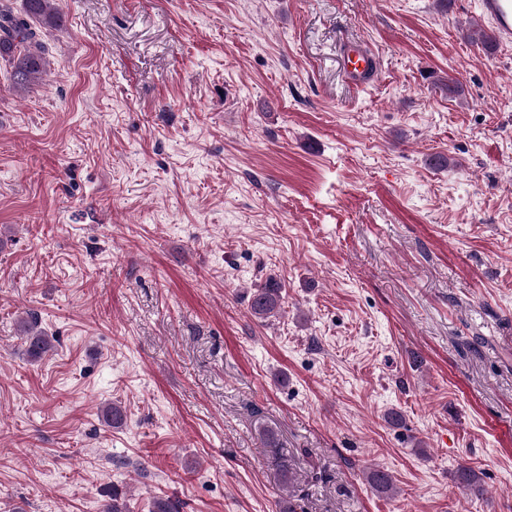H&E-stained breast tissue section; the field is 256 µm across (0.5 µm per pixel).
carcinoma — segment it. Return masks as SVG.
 <instances>
[{
  "mask_svg": "<svg viewBox=\"0 0 512 512\" xmlns=\"http://www.w3.org/2000/svg\"><path fill=\"white\" fill-rule=\"evenodd\" d=\"M57 0H23V14H14L6 4H0V60L10 68V81L15 92L25 94L42 84L50 68L48 50L39 37L33 23L54 26L59 21ZM250 313L259 321L277 316L281 311V286L273 278L253 289L249 301ZM21 336L26 354L32 360L42 358L52 347L53 337L46 335L39 327L35 315H30L21 326ZM262 447L270 452L278 462L281 482L293 486L295 476L288 464V457L276 432L271 428L260 431ZM455 480L473 494L484 493L482 478L473 469L459 468ZM371 487L380 494H388L394 488L393 476L382 468H374L368 473Z\"/></svg>",
  "mask_w": 512,
  "mask_h": 512,
  "instance_id": "carcinoma-1",
  "label": "carcinoma"
}]
</instances>
